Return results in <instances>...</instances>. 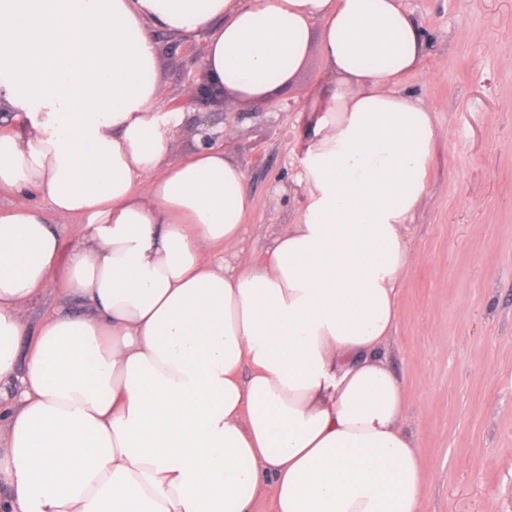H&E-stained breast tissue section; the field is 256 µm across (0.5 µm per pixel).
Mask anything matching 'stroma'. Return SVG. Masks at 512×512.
<instances>
[{
	"label": "stroma",
	"mask_w": 512,
	"mask_h": 512,
	"mask_svg": "<svg viewBox=\"0 0 512 512\" xmlns=\"http://www.w3.org/2000/svg\"><path fill=\"white\" fill-rule=\"evenodd\" d=\"M402 3L428 47L401 88L434 112L442 134L407 233L419 261L399 290L383 357L407 393L427 476L422 512H512V0ZM156 40V109L179 122L170 160L191 156L203 133L217 140L231 130L253 208L224 257L262 259L274 224L299 216V108L325 63L311 49L257 111L230 97H188L208 79L205 40Z\"/></svg>",
	"instance_id": "stroma-1"
}]
</instances>
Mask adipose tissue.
I'll use <instances>...</instances> for the list:
<instances>
[{
	"label": "adipose tissue",
	"mask_w": 512,
	"mask_h": 512,
	"mask_svg": "<svg viewBox=\"0 0 512 512\" xmlns=\"http://www.w3.org/2000/svg\"><path fill=\"white\" fill-rule=\"evenodd\" d=\"M319 40H312V31ZM205 38L244 103L311 48L301 216L225 262L252 207L221 145L170 163L156 32ZM427 49L401 0H0V512H420L406 394L379 352L417 262L441 135L399 88ZM81 218L63 253L32 202ZM64 270L80 309L26 313Z\"/></svg>",
	"instance_id": "ef3b65f1"
}]
</instances>
